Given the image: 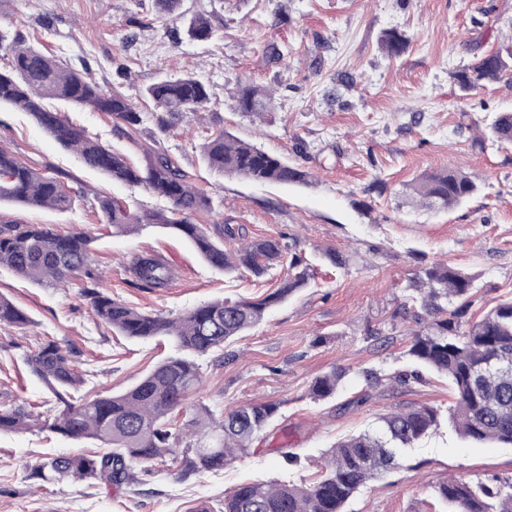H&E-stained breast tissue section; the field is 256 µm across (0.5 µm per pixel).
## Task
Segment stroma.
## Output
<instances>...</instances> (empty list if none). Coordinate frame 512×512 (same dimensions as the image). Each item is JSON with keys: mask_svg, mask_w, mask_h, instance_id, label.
Returning <instances> with one entry per match:
<instances>
[{"mask_svg": "<svg viewBox=\"0 0 512 512\" xmlns=\"http://www.w3.org/2000/svg\"><path fill=\"white\" fill-rule=\"evenodd\" d=\"M206 13L209 40L187 33ZM0 27L31 45L86 66L102 84H121L147 113L141 137L159 140L193 184L224 205L199 214L200 224H233L247 239H277L285 260L256 279L210 267L181 236L147 225L127 234L100 224L90 202L65 212L0 204V224H46L91 232L90 263L103 271L102 292L144 312L178 314L222 298L264 297L287 278L300 256L313 278L223 349L200 357L202 382L187 405L217 412L274 402L278 415L249 455L217 474L180 480L178 462L143 465L138 483L107 490L94 482L39 484L37 460L56 453L96 452L95 444L38 430L0 435V512H222L224 495L252 481L311 484L339 441L374 431L383 416L417 406L439 413L438 424L407 449L397 467L370 479L345 512H445L440 485L451 479L512 481V447L475 444L448 424L454 392L443 374L413 376L407 351L420 314L410 280L436 262L475 277L464 321L512 300V145L487 134L512 112V71L461 94L454 75L493 52L512 54V0H183L177 18H160L155 0H0ZM405 33L406 51L388 57L381 39ZM280 53L269 59L270 50ZM190 73L209 88L200 118H176L160 131L140 91L172 73ZM274 92L271 112L256 121L232 99L237 83ZM68 118L104 143L140 159L113 132L111 117L71 109ZM226 131L305 170L304 184H261L210 171L201 146ZM0 146L36 169L63 171L72 191L92 190L131 211L167 208L140 185L85 169L32 118L0 108ZM463 166L478 185L462 204L430 211L412 203L420 174ZM333 249L348 259L336 266ZM172 269L167 287L139 288L138 255ZM37 284L0 269V294L29 316L21 328L0 325V404L39 407L46 384L26 359L45 339L78 349L97 371L86 393L109 395L134 385L174 353L169 338L129 339L95 317L81 294ZM344 377L336 397L315 401L314 380ZM293 455L286 463L285 455Z\"/></svg>", "mask_w": 512, "mask_h": 512, "instance_id": "obj_1", "label": "stroma"}]
</instances>
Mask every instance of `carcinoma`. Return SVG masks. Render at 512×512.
<instances>
[{"instance_id": "1", "label": "carcinoma", "mask_w": 512, "mask_h": 512, "mask_svg": "<svg viewBox=\"0 0 512 512\" xmlns=\"http://www.w3.org/2000/svg\"><path fill=\"white\" fill-rule=\"evenodd\" d=\"M190 35L198 40L213 36L210 20L195 16ZM409 39L392 30L383 39L390 57L405 52ZM0 106L12 105L35 122L63 149L77 155L87 168L113 180L143 184L165 199L170 207L137 214L109 198H97L99 221L114 233L134 226L158 224L186 237L213 267L232 272L243 267L260 277L283 257L276 239L247 241L231 225L211 234L194 222L200 212L223 205L198 189L160 142H138L143 113L119 86L107 90L88 69L78 70L61 57L28 45L19 35L0 29ZM508 62L498 53L484 56L469 70L455 74L460 91L472 90L480 80H494ZM160 130L168 129L167 117L198 115L210 103L205 84L183 74L166 76L148 86ZM236 108L249 117H261L271 109V96L263 86L244 82L234 95ZM105 112L115 121V131L138 145L144 165L131 163L126 154L103 144L71 123L59 105ZM500 143H512V113H501L489 126ZM202 160L215 171L255 182L300 183L308 173L291 166L255 144L222 131L202 146ZM477 190L461 168H447L422 176L413 188L422 206L441 210L461 203ZM15 202L56 211L71 207L74 198L63 173L38 171L0 148V203ZM239 243L224 249V240ZM93 237L84 230L58 234L44 224L0 226V267L37 283L64 286L76 275L85 278L86 296L95 316L117 334L147 339L167 336L178 353L167 356L131 388L120 394L76 399L74 391L88 382L92 371L79 370L73 348L48 340L29 358L32 371L47 385L51 399L45 411L26 406H0V433L37 427L73 440L98 442L107 448L93 455H55L36 462L31 477L43 483L93 480L109 488L138 481V468L163 463L171 450L185 444L179 461V477L218 472L231 460L248 452L254 439L277 415L272 402L246 404L216 415L203 404L183 429L174 428L173 414L201 383L197 358L224 348L229 339L260 323L265 312L283 302L298 288L308 285L309 267L292 257L291 273L282 285L261 300L216 299L176 316L139 311L98 290L101 273L89 264ZM134 273L142 288H163L171 270L151 256L140 255ZM475 277L459 268L434 263L413 281L423 315V327L412 333L410 353L430 370L448 376L456 391V404L448 422L460 435L478 443L512 446V301L501 303L481 319L462 325L449 306L469 298ZM25 312L0 295V325H22ZM344 373L336 370L318 377L314 398L336 394ZM438 411L421 406L382 418L376 433L341 441L328 452L326 473L312 485L290 482L243 483L224 495V512H343L357 490L376 474L398 463V453L410 448L437 425ZM448 512H512V482L450 481L438 487Z\"/></svg>"}]
</instances>
